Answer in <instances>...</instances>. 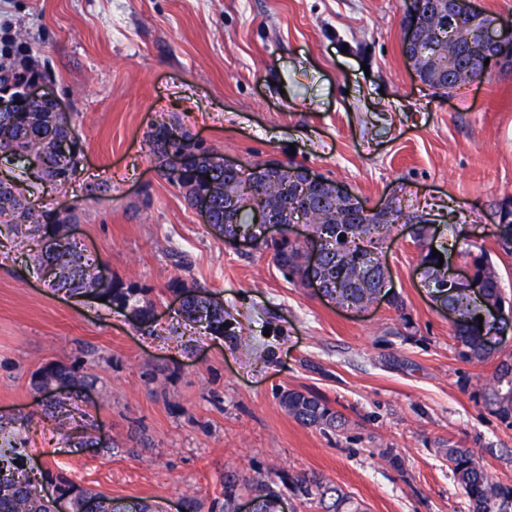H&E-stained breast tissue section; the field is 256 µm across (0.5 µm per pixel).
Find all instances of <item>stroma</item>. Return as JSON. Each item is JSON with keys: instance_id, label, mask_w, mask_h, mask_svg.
<instances>
[{"instance_id": "stroma-1", "label": "stroma", "mask_w": 512, "mask_h": 512, "mask_svg": "<svg viewBox=\"0 0 512 512\" xmlns=\"http://www.w3.org/2000/svg\"><path fill=\"white\" fill-rule=\"evenodd\" d=\"M407 0H0V60L45 72L82 145L66 190L27 203L74 205L69 240L94 271L140 289L154 315L51 286L43 235H0V418L23 466L118 503L215 512L225 475L266 481L285 512L319 476L367 512H467L443 450L473 449L512 480V419L483 392L512 334L479 363L454 352L432 301L423 245L459 266L487 253L512 301V254L495 235L512 199V72L443 94L402 53ZM168 124L223 158L310 166L370 205L428 220L370 247L395 301L361 310L286 280L265 247L225 241L160 177L149 134ZM224 307V330L186 320L171 279ZM249 344H240V337ZM61 362L92 385L50 394L36 372ZM325 397L346 423L323 431L279 404ZM397 462H389V455Z\"/></svg>"}]
</instances>
